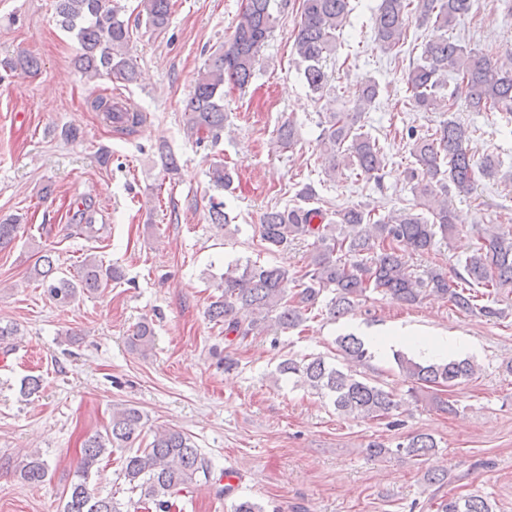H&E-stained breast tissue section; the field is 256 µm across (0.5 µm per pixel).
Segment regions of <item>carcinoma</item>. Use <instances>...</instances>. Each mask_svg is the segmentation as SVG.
<instances>
[{
	"instance_id": "carcinoma-1",
	"label": "carcinoma",
	"mask_w": 512,
	"mask_h": 512,
	"mask_svg": "<svg viewBox=\"0 0 512 512\" xmlns=\"http://www.w3.org/2000/svg\"><path fill=\"white\" fill-rule=\"evenodd\" d=\"M273 0H245L230 40L214 51L198 74L192 96L185 104L186 130L192 135L208 133L213 141L224 131V84L240 89L254 76L259 54L271 36L278 17ZM139 14L146 24L163 29L170 15V0H139ZM60 26L76 35L80 54L78 69L89 79L104 74L123 82L138 79L136 66L128 57L129 24L120 18L111 0H56ZM472 9V0H380L373 18L374 39L384 52L401 51L407 40L412 18L433 23L444 32L423 45L419 60L406 73L410 106L417 112H449L457 97L464 98L474 112H492L512 122V53L505 61L475 52L448 37V28ZM349 0H302L300 21L295 27L294 50L301 74L314 94L329 90L324 63L336 52V33L343 30L349 15ZM455 77V89L448 95V76ZM379 96V85L368 79L358 91L352 108L331 112L321 134L325 155L324 174L336 181L342 169L358 171L368 180L381 182L387 159L379 141L362 131L363 114L370 111ZM298 137L288 121L276 130L275 143L287 148ZM409 154L414 167L409 180L416 203L411 207L377 214L375 210L345 208L336 219L327 218L319 208L271 207L262 217L259 232L264 250L286 251L299 240L313 239V251L304 272L291 277L275 265L246 262L230 266L215 285L208 318L224 324V335L239 340L274 327L282 332L295 330L316 312L330 318L341 316L369 293L389 294L407 305L418 303L424 294H435L458 312L477 317H506L500 307L503 295L512 293V239L495 227L477 231L471 250L458 259L462 271L455 279L441 272L431 273L425 283L418 280L405 260V254H427L437 239L452 240L460 218L450 206L448 192H470L478 176L492 177L497 163L486 157L475 158L468 148L470 134L459 122L446 119L435 131L419 134L410 130ZM211 180L227 186L232 174L223 163L209 167ZM421 212H416V209ZM18 218L0 221V248L17 236ZM54 260L43 254L31 268V275L45 285L47 292L62 306L81 294H92L123 280L120 268L104 265L96 256L81 261L78 278L54 276ZM154 344V331L148 321L140 322L131 345L146 352ZM343 364L321 357L301 361L287 358L278 365L281 376L294 379L329 399L336 411L369 420L394 419L401 399L393 392L369 382L352 370V365L371 357L365 344L355 336L338 340ZM393 360L405 380L409 395L423 399L433 389L429 401L440 411H454L439 392L472 380L475 365L467 360L442 362L417 360L393 352ZM143 415L133 405L112 412L105 432L90 436L83 447L74 479L64 495L62 512H123L112 497H99L89 487L92 468L116 449H128L121 472L129 490L150 512H170L175 494L190 485L213 481L210 462L181 430L159 426L145 448L132 449L141 433ZM396 452L425 463L438 453L432 435L408 434L391 449L382 442L368 445L373 458ZM18 478L32 487L46 482L49 464L39 452H31L15 470ZM437 512H495L493 505L477 494L443 499Z\"/></svg>"
}]
</instances>
